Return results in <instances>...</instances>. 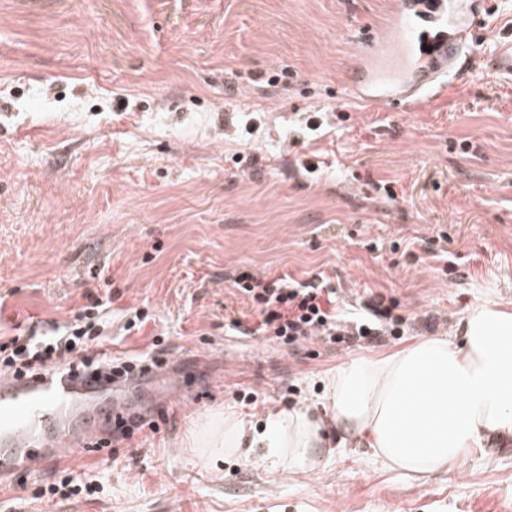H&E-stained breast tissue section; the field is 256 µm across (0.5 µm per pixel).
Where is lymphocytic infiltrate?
<instances>
[{
    "label": "lymphocytic infiltrate",
    "instance_id": "obj_1",
    "mask_svg": "<svg viewBox=\"0 0 512 512\" xmlns=\"http://www.w3.org/2000/svg\"><path fill=\"white\" fill-rule=\"evenodd\" d=\"M247 298L250 311L230 313V327L243 336H263L295 343L323 340L353 345L376 342L399 333L403 318L393 316L384 300L368 302L364 323L348 324L336 308V299L319 283H298L286 278L266 280L250 273L233 279ZM112 341V316L103 298L88 296L72 320L49 327L29 326L27 333L0 342V375L34 373L50 368L77 367L93 375L122 376L139 367V356L115 357L105 349Z\"/></svg>",
    "mask_w": 512,
    "mask_h": 512
}]
</instances>
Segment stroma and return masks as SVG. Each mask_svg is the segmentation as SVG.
I'll use <instances>...</instances> for the list:
<instances>
[{"mask_svg": "<svg viewBox=\"0 0 512 512\" xmlns=\"http://www.w3.org/2000/svg\"><path fill=\"white\" fill-rule=\"evenodd\" d=\"M392 0H0V333L112 298L114 355L165 365L128 401L157 430L0 483V512H512V441L422 480L368 449L319 471L201 464L189 436L224 412L264 427L318 403L344 361L460 333L512 309V0H486L457 77L424 110L350 100L355 40ZM328 281L348 319L395 299L378 344L240 336L232 285ZM150 319L125 333L121 317ZM90 497L37 498L59 471Z\"/></svg>", "mask_w": 512, "mask_h": 512, "instance_id": "35a3bbf8", "label": "stroma"}]
</instances>
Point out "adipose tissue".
<instances>
[{
  "label": "adipose tissue",
  "instance_id": "obj_1",
  "mask_svg": "<svg viewBox=\"0 0 512 512\" xmlns=\"http://www.w3.org/2000/svg\"><path fill=\"white\" fill-rule=\"evenodd\" d=\"M321 405L322 419L301 407L268 410L260 430L218 415L199 422L192 445L205 463L244 461L259 448L278 468L306 474L332 454L331 427L418 479L454 467L470 450L512 438V309L479 305L461 335L341 364L324 379Z\"/></svg>",
  "mask_w": 512,
  "mask_h": 512
}]
</instances>
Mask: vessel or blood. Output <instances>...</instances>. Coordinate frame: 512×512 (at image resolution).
<instances>
[{
  "instance_id": "1",
  "label": "vessel or blood",
  "mask_w": 512,
  "mask_h": 512,
  "mask_svg": "<svg viewBox=\"0 0 512 512\" xmlns=\"http://www.w3.org/2000/svg\"><path fill=\"white\" fill-rule=\"evenodd\" d=\"M483 2L395 0L393 29L367 35L357 52L356 95L389 110L420 109L445 95L451 71L475 65L462 50ZM141 378L135 372L112 380L76 368L0 375V482L35 472L64 450L84 453L106 415L134 416L115 395Z\"/></svg>"
}]
</instances>
